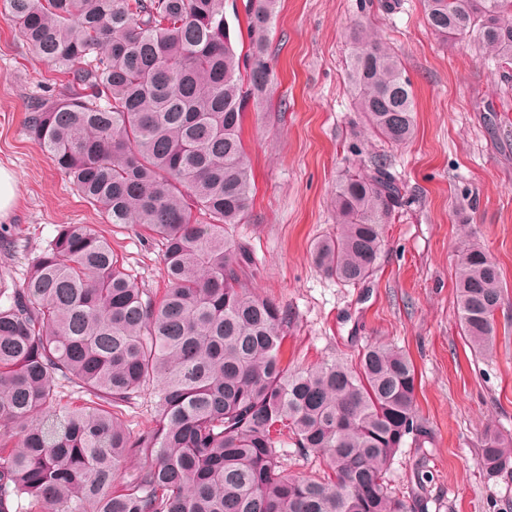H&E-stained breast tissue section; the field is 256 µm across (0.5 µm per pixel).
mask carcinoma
I'll list each match as a JSON object with an SVG mask.
<instances>
[{
    "label": "carcinoma",
    "mask_w": 512,
    "mask_h": 512,
    "mask_svg": "<svg viewBox=\"0 0 512 512\" xmlns=\"http://www.w3.org/2000/svg\"><path fill=\"white\" fill-rule=\"evenodd\" d=\"M278 0H248L249 52L237 53L225 0H6L14 36L69 76L36 101L29 137L110 224L162 247L169 287L138 288L96 224H61L23 286L0 284V512H410L385 474L406 439L426 433L406 353L374 345L358 362L288 371L287 314L247 289L243 222L252 173L241 125L271 83L267 40ZM445 38L472 34L512 64V0H423ZM348 78L372 131L415 133L413 90L398 54L360 25ZM400 189L386 165L336 186L337 232L314 264L345 284L376 268ZM459 324L491 351L503 292L478 246L458 260ZM84 403H62V383ZM152 396L154 426L135 435L122 407ZM289 430L320 459L292 477L277 445ZM139 468L124 479L131 457ZM512 445L486 438L489 477Z\"/></svg>",
    "instance_id": "cac0c4a2"
}]
</instances>
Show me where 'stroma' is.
<instances>
[{
	"label": "stroma",
	"instance_id": "obj_1",
	"mask_svg": "<svg viewBox=\"0 0 512 512\" xmlns=\"http://www.w3.org/2000/svg\"><path fill=\"white\" fill-rule=\"evenodd\" d=\"M359 23L399 54L412 84L416 130L405 144L377 137L354 105L347 65ZM268 51L273 83L266 102L247 108L242 132L256 192L230 233L251 256L243 282L287 311L284 363H353L369 344L401 348L428 434L395 455L392 492L424 512H512V468L490 479L478 465L485 433L512 442V72L475 37L434 34L421 0H280ZM64 83L15 37L0 2V167L18 185L0 220L12 242L0 275L21 287L58 225L98 224L137 286L163 295L159 246L136 228L107 226L26 134L31 102ZM380 160L399 202L375 271L344 285L314 265L310 246L336 230L343 174ZM472 244L503 274L496 347L485 356L457 311L456 264Z\"/></svg>",
	"mask_w": 512,
	"mask_h": 512
}]
</instances>
